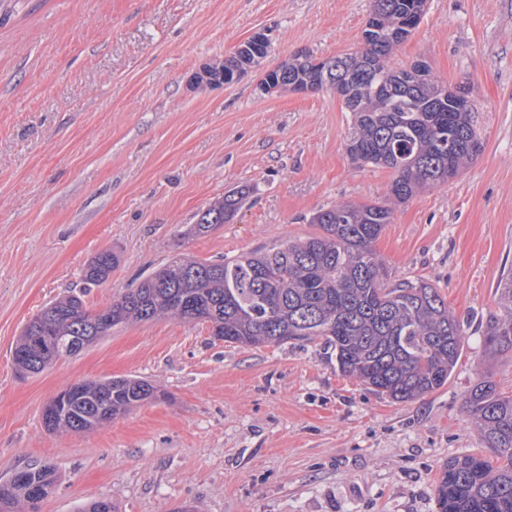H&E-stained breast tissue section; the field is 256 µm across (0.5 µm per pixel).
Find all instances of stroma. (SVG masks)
<instances>
[{
  "label": "stroma",
  "instance_id": "35a3bbf8",
  "mask_svg": "<svg viewBox=\"0 0 512 512\" xmlns=\"http://www.w3.org/2000/svg\"><path fill=\"white\" fill-rule=\"evenodd\" d=\"M372 0H0V477L52 465L39 512H436L443 467L488 455L463 408L484 373L512 392V353L487 358L481 326L512 268V0H427L394 63L426 61L473 87L483 150L462 174L393 209L375 244L393 279L439 288L464 324L440 389L397 402L343 375L322 340L241 347L208 324L162 318L114 328L25 376L12 350L64 294L97 310L169 262L217 263L317 234L312 215L384 200L385 168L345 148L336 92L264 93L265 70L300 50L361 46ZM260 66L233 84L193 77L256 34ZM238 216L186 236L229 191ZM120 258L103 284L82 270ZM140 376L160 392L81 434L47 432L46 403L79 380ZM117 265L118 259L111 251L98 253L85 265L82 271L84 283L88 286L104 283Z\"/></svg>",
  "mask_w": 512,
  "mask_h": 512
}]
</instances>
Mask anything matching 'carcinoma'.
Instances as JSON below:
<instances>
[{
  "instance_id": "obj_1",
  "label": "carcinoma",
  "mask_w": 512,
  "mask_h": 512,
  "mask_svg": "<svg viewBox=\"0 0 512 512\" xmlns=\"http://www.w3.org/2000/svg\"><path fill=\"white\" fill-rule=\"evenodd\" d=\"M425 7L426 0H373L362 48L323 60L301 51L266 71L260 83L267 93L276 86L338 92L353 117L348 156L360 167L390 170L389 195L399 203L447 183L483 148L475 105L458 108L448 84L391 61ZM268 47L265 39L249 40L195 80L231 81L265 58ZM249 194L248 187L228 193L202 211L185 235L202 236L231 222ZM391 217L384 202L338 203L313 214L310 223L320 229L315 235L219 263L173 261L100 310H89L77 295L58 298L24 327L13 364L20 373L39 374L115 327L174 317L208 322L214 337L241 346L320 338L344 375L398 402L413 401L448 383L467 333L433 284L392 280L374 249ZM117 265L112 252L98 253L82 271L84 283H104ZM497 293L499 313L487 318L482 332L491 356L512 353L511 272L501 275ZM80 386L79 392L64 388L59 401L50 402L47 431L82 433L158 397L142 378L84 380ZM464 410L493 456L448 462L438 512H512V394L487 376L467 391ZM19 471L21 481L0 479V512L21 506L38 512L54 490L51 465L28 460Z\"/></svg>"
}]
</instances>
